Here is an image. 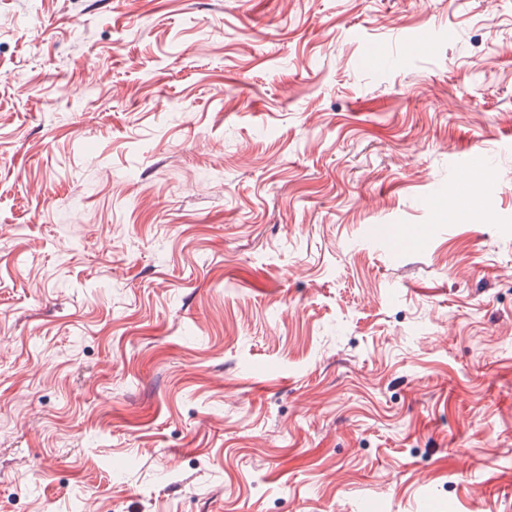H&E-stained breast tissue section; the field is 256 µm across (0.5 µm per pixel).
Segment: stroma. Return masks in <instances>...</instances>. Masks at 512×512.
Wrapping results in <instances>:
<instances>
[{
	"mask_svg": "<svg viewBox=\"0 0 512 512\" xmlns=\"http://www.w3.org/2000/svg\"><path fill=\"white\" fill-rule=\"evenodd\" d=\"M362 506L512 512V0H0V512Z\"/></svg>",
	"mask_w": 512,
	"mask_h": 512,
	"instance_id": "obj_1",
	"label": "stroma"
}]
</instances>
